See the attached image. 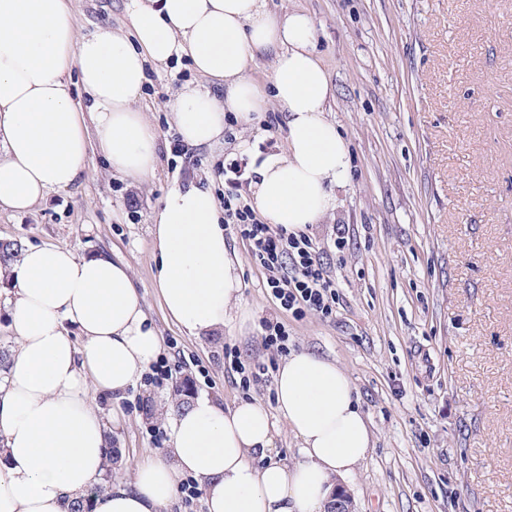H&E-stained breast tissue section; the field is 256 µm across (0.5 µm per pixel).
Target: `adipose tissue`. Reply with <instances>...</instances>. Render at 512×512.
Here are the masks:
<instances>
[{
  "label": "adipose tissue",
  "mask_w": 512,
  "mask_h": 512,
  "mask_svg": "<svg viewBox=\"0 0 512 512\" xmlns=\"http://www.w3.org/2000/svg\"><path fill=\"white\" fill-rule=\"evenodd\" d=\"M127 11L132 37L82 36L68 0H0V209L26 212L75 185L93 144L118 174L152 173L157 133L135 107L151 62L185 57L223 85L220 96L183 87L171 103L183 143L212 146L225 113L247 120L264 107L247 75L262 53L273 56L288 147L256 169L254 204L290 233L336 209L330 189L346 185L350 157L326 117L332 84L307 13L275 18L265 0H129ZM73 77L88 112L74 105ZM151 234L166 315L189 335H223L239 309L242 261L227 246L215 197L173 188ZM1 283L10 287L0 306L15 345L0 362V512H70L76 501L91 512H166L185 476L206 512H324L338 480L370 455L372 433L346 372L299 352L274 381L277 411L299 441L293 467L255 464L273 444L261 403L225 408L199 397L172 409L163 457L139 465L129 484H108L109 426L88 393L123 396L161 350L128 266L101 251L23 245L16 260L0 262Z\"/></svg>",
  "instance_id": "1"
}]
</instances>
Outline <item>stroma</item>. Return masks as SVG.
I'll return each instance as SVG.
<instances>
[{"label":"stroma","instance_id":"stroma-1","mask_svg":"<svg viewBox=\"0 0 512 512\" xmlns=\"http://www.w3.org/2000/svg\"><path fill=\"white\" fill-rule=\"evenodd\" d=\"M126 4L71 0L73 22L86 36L126 27ZM267 4L312 18L333 83L329 117L350 152L338 208L307 229L336 273V315L282 318L291 351L336 361L370 420L372 454L345 483L355 512H512V0ZM188 82L204 79L187 59L148 67L142 106L162 147L152 175L120 179L92 151L74 186L24 213L0 210V241L127 263L174 364L163 387L91 396L120 420L110 444L123 455L116 482L166 448L152 432H169L160 409L182 380L225 407L256 399L274 424L270 457L287 466L299 458L273 383L245 391L224 369L228 345L244 361L268 359L261 323L278 313L264 272L244 263L249 318L213 338L181 331L154 286L151 218L168 191L195 184L223 199L225 165L240 163L251 179L265 155L286 149L285 114L273 103L252 123L225 126L212 147L181 144L169 104ZM245 140L251 152L240 150Z\"/></svg>","mask_w":512,"mask_h":512}]
</instances>
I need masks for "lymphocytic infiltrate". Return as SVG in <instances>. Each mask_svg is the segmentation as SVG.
Masks as SVG:
<instances>
[{
  "instance_id": "f902f5d3",
  "label": "lymphocytic infiltrate",
  "mask_w": 512,
  "mask_h": 512,
  "mask_svg": "<svg viewBox=\"0 0 512 512\" xmlns=\"http://www.w3.org/2000/svg\"><path fill=\"white\" fill-rule=\"evenodd\" d=\"M228 171L224 229L246 241L248 257L263 269L275 305L299 318L309 313L333 318L337 284L323 262L321 248L306 233H288L261 221L242 193L241 165L230 164Z\"/></svg>"
}]
</instances>
